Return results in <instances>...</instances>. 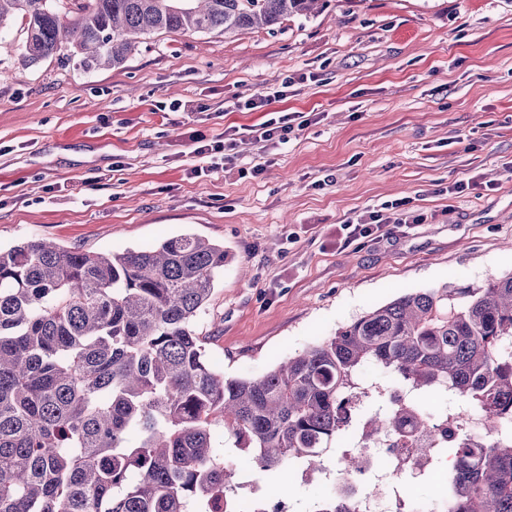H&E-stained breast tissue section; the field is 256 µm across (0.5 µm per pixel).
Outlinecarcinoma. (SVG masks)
Wrapping results in <instances>:
<instances>
[{
  "mask_svg": "<svg viewBox=\"0 0 512 512\" xmlns=\"http://www.w3.org/2000/svg\"><path fill=\"white\" fill-rule=\"evenodd\" d=\"M320 0H0V28L27 26L24 61L119 67L158 30H275ZM224 246L173 236L94 253L32 238L0 249V512H209L234 469L212 430L271 480L321 469L344 436L345 399L378 362L419 396L440 386L484 418L495 442L448 441V512H512V273L481 288L405 293L255 377H224L193 329ZM366 430L434 426L419 403L378 409Z\"/></svg>",
  "mask_w": 512,
  "mask_h": 512,
  "instance_id": "carcinoma-1",
  "label": "carcinoma"
}]
</instances>
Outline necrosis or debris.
Wrapping results in <instances>:
<instances>
[{
    "label": "necrosis or debris",
    "mask_w": 512,
    "mask_h": 512,
    "mask_svg": "<svg viewBox=\"0 0 512 512\" xmlns=\"http://www.w3.org/2000/svg\"><path fill=\"white\" fill-rule=\"evenodd\" d=\"M432 422L440 433L428 438L412 435L398 440L382 435H368L352 428L346 437L351 452L361 454L359 471H337L330 494L350 505L353 512H447V501L428 505L411 499L404 491L408 473L432 477V454L446 447L449 437L465 438L474 443L488 442L481 416L434 411Z\"/></svg>",
    "instance_id": "obj_1"
}]
</instances>
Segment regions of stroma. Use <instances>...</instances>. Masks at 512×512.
Instances as JSON below:
<instances>
[{"label": "stroma", "instance_id": "stroma-1", "mask_svg": "<svg viewBox=\"0 0 512 512\" xmlns=\"http://www.w3.org/2000/svg\"><path fill=\"white\" fill-rule=\"evenodd\" d=\"M26 40L21 21L0 30V248L117 253L185 232L222 244L194 330L225 376L263 374L402 294L512 272V0H327L272 31L157 32L90 73L23 62ZM288 76L283 100L233 111ZM176 99L210 109L169 111ZM277 111L309 123L256 141ZM230 130L235 170L192 176L191 133ZM398 199L423 223L346 242V220ZM213 445L258 494L326 491L298 469L270 482L223 429Z\"/></svg>", "mask_w": 512, "mask_h": 512}]
</instances>
